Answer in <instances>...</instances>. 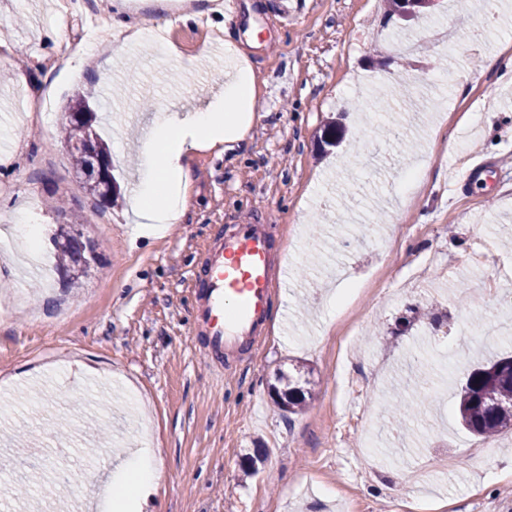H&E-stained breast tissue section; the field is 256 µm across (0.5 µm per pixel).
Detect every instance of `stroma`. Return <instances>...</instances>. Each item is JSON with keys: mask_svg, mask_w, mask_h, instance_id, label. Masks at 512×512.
Wrapping results in <instances>:
<instances>
[{"mask_svg": "<svg viewBox=\"0 0 512 512\" xmlns=\"http://www.w3.org/2000/svg\"><path fill=\"white\" fill-rule=\"evenodd\" d=\"M86 2L73 12L63 0H0L11 49L0 58V246L13 255L0 260V512H18L63 468L72 493L48 512H76L84 469L143 442L164 479L141 512H512V430L477 437L455 414L473 363L512 355V334L482 337L496 312L483 280L496 271L512 289V71L483 68L512 45V0L412 22L383 0H301L288 22L275 0H241L223 31L212 0H141L126 13L164 26L165 50L144 43L73 68L56 33L84 40L114 13L110 0ZM394 35L424 47L397 54ZM228 40L263 107L233 148L189 154L184 215L142 233L128 200L156 109L196 107L217 89ZM380 87L393 99L368 108ZM80 93L111 150L112 205L86 192L60 136ZM43 97L52 111H27ZM437 127L448 141L433 142ZM477 162L490 180L449 191L453 169ZM419 164L427 183L405 195ZM257 215L288 286L264 344L219 374L200 361L191 283L216 228ZM32 218L41 267L24 280L10 229ZM64 224L80 225L97 256L69 287L53 244ZM300 362L313 396L290 415L269 390Z\"/></svg>", "mask_w": 512, "mask_h": 512, "instance_id": "1", "label": "stroma"}]
</instances>
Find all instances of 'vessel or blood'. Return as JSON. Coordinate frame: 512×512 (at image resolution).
<instances>
[{
  "label": "vessel or blood",
  "mask_w": 512,
  "mask_h": 512,
  "mask_svg": "<svg viewBox=\"0 0 512 512\" xmlns=\"http://www.w3.org/2000/svg\"><path fill=\"white\" fill-rule=\"evenodd\" d=\"M281 270L267 225L238 222L216 231L192 283L193 325L204 338L205 365L229 366L244 346L261 343Z\"/></svg>",
  "instance_id": "b4317fda"
}]
</instances>
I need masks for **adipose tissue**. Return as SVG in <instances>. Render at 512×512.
I'll return each instance as SVG.
<instances>
[{
  "label": "adipose tissue",
  "mask_w": 512,
  "mask_h": 512,
  "mask_svg": "<svg viewBox=\"0 0 512 512\" xmlns=\"http://www.w3.org/2000/svg\"><path fill=\"white\" fill-rule=\"evenodd\" d=\"M226 52L235 68L224 85L223 95L200 110L159 109L153 132L143 145L140 183L131 198L140 223L154 227L180 218L186 204L181 187L191 178L185 164L190 151L220 143L234 144L243 139L256 104V86L252 72L237 65L241 56L239 48L230 46ZM127 469L134 474L135 482L129 493L116 500L114 512H139L147 492L160 480L151 450L131 458Z\"/></svg>",
  "instance_id": "obj_1"
}]
</instances>
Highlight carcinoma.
<instances>
[{"label":"carcinoma","mask_w":512,"mask_h":512,"mask_svg":"<svg viewBox=\"0 0 512 512\" xmlns=\"http://www.w3.org/2000/svg\"><path fill=\"white\" fill-rule=\"evenodd\" d=\"M90 110L87 96L78 94L71 100L61 124L65 142L72 139L73 123ZM87 139L92 151L78 149L71 152L77 168L86 174L89 173L91 157L105 163L111 161L108 144L91 123L87 125ZM87 190L111 204L119 197L115 189L110 193L103 191L100 182L92 176L87 179ZM55 243L60 251L62 277L73 284L89 267L87 253L92 251V247L84 243L81 233L75 231L72 224L61 228ZM301 381L289 374H279L278 384L271 387L274 402L290 413L303 409L305 395L299 386ZM302 382L307 384L309 380ZM458 415L464 428L484 438L512 429V365L508 364V357L492 359L470 372L459 390Z\"/></svg>","instance_id":"obj_1"}]
</instances>
